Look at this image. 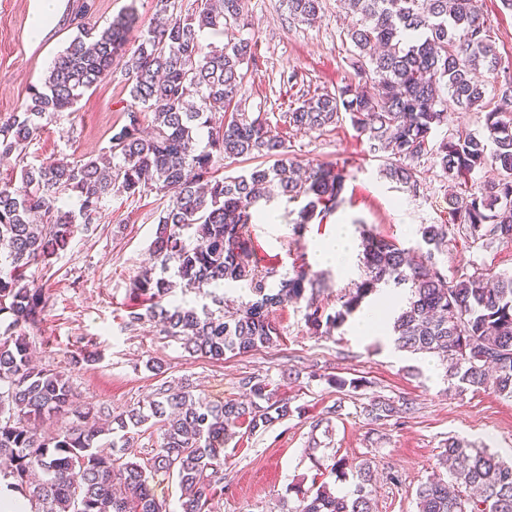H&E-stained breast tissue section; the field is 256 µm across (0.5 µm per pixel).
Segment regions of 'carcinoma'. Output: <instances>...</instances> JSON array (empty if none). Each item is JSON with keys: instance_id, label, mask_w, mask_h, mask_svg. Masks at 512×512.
Returning a JSON list of instances; mask_svg holds the SVG:
<instances>
[{"instance_id": "carcinoma-1", "label": "carcinoma", "mask_w": 512, "mask_h": 512, "mask_svg": "<svg viewBox=\"0 0 512 512\" xmlns=\"http://www.w3.org/2000/svg\"><path fill=\"white\" fill-rule=\"evenodd\" d=\"M479 0H344L355 22L346 32L352 44L354 80L336 92L314 94L284 113L298 131H322L347 115L370 149L388 154L385 175L409 192L420 185L415 162L433 153L448 181L466 186L448 198L451 223L473 238L512 241V113L484 105L479 71L497 80L504 69ZM289 18L312 24L321 0H283ZM174 0H157L156 16L136 44L130 34L137 17L130 8L101 30L76 23L77 33L47 71L41 87L0 118V159L21 164V184L0 182V471L5 489L24 494L30 512H166L153 490L154 477L174 473L182 512H210L216 486L224 484L222 449L229 432L253 434L293 415L289 399L259 377L241 381L246 399L209 402L190 386L162 384L148 404L111 419L105 429L89 422L91 411L73 409L69 378L62 371L31 364L24 327L40 321L42 289L26 271L47 265L66 251L79 231L97 224L103 202L113 193L136 196L155 191L168 198L158 215L151 243L153 265L134 279L132 294L144 319L160 334L213 361L228 352L247 353L278 342L281 332L270 314L302 299L306 323L328 335L361 309L381 288L408 290L405 306L393 317L395 347L411 353H438L448 359L454 387L491 388L512 398V276L495 280L474 271L448 280L435 259L448 225L422 227L426 248H402L395 241L363 234V277L337 297L330 310L316 303L321 279L305 270L290 275L249 262L246 232L253 208L271 187L288 202L304 200L302 229L334 213L344 200L345 175L333 165L306 166L288 157L285 140L263 113L239 110L243 65L256 55L255 43L239 38L222 49L201 42L205 29L245 25L244 0H200L182 17ZM119 72L132 103L125 123L112 134L109 152L119 162L64 159L38 166L24 163L43 119L72 112L84 94ZM483 113V131L463 130L429 147L435 127L448 123V101ZM153 114L151 131L141 113ZM224 122L211 126V114ZM208 141L199 147L201 129ZM261 155L274 159L236 177L215 175L214 156ZM490 167L497 179L470 186L472 173ZM76 193L77 205L61 204ZM172 272L185 285L209 289L214 304L184 308L164 304L174 287ZM245 282L250 300L230 311L211 292L226 282ZM400 408L378 397L365 407L373 421ZM73 414L71 425L54 434L40 424ZM161 430L163 443L144 462L129 459L135 436L145 425ZM110 433L111 451L100 449ZM434 473L415 492L417 512H512V461L488 448L450 438ZM334 472H352L350 489L333 491L312 482L297 489L289 512H375V474L370 462L354 466L339 459Z\"/></svg>"}]
</instances>
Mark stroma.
I'll return each mask as SVG.
<instances>
[{"mask_svg": "<svg viewBox=\"0 0 512 512\" xmlns=\"http://www.w3.org/2000/svg\"><path fill=\"white\" fill-rule=\"evenodd\" d=\"M82 0H61L59 22L41 41L29 35L36 0H0V117L25 102L41 85L54 59L75 35L71 21ZM484 15L503 61L512 62V9L502 0H482ZM247 26L229 33L203 31L207 47H223L229 39L250 38L258 57L245 78L241 109L263 112L286 139L288 153L298 160L330 163L346 175L344 201L323 222L295 232L300 203L275 197L259 203L249 227L252 264L292 273L300 266L326 271L327 286L317 299L335 307L337 297L359 281L363 266L352 259L348 268L323 267L315 259L319 245L348 225L352 237L367 229L418 246L419 229L444 224L448 237L436 259L451 279L483 269L490 275L512 273V241L481 245L451 225L448 181L432 155L416 166L422 176L417 193L386 178L382 154L369 148L350 120L323 132L285 127L282 112L302 94L331 92L354 76L351 47L343 43L350 22L341 0H323L312 24L289 20L281 0H245ZM129 94L120 76L104 79L85 94L75 111L45 121L27 149L37 165L53 159L85 160L101 155L114 128L124 122L122 102ZM168 200L147 192L134 197L109 196L95 231L77 234L67 251L49 265L30 268L29 279L43 289L44 319L27 335L39 366L65 372L74 406L113 415L151 399L161 384L187 385L211 402L238 399L240 381L266 378L298 407L296 415L253 435L236 433L224 445V489L212 512H280L296 506L294 485L330 468L334 458L348 463L370 460L377 483L375 512H416L415 492L425 482L448 438L489 446L512 456V400L492 389L456 390L436 355L411 354L378 337L354 335L344 324L331 335H315L305 322V302L277 310L281 337L276 345L246 354H226L215 362L190 355L179 340L160 335L153 323L129 324L132 282L150 266L149 247L156 218ZM81 350L100 355L92 364H71ZM161 361L163 374L149 371L148 359ZM361 379L357 391H337L329 378ZM377 397L409 405L407 412L371 421L365 406ZM335 409L328 431L313 430L312 421ZM399 475L390 484L388 473Z\"/></svg>", "mask_w": 512, "mask_h": 512, "instance_id": "stroma-1", "label": "stroma"}]
</instances>
